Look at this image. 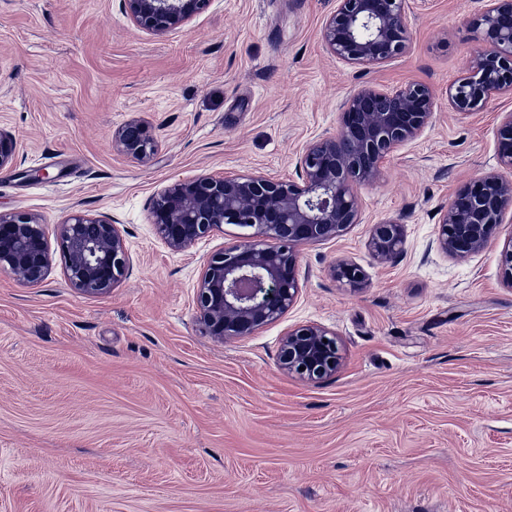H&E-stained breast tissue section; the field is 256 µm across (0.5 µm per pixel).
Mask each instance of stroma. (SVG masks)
<instances>
[{"label":"stroma","instance_id":"1","mask_svg":"<svg viewBox=\"0 0 512 512\" xmlns=\"http://www.w3.org/2000/svg\"><path fill=\"white\" fill-rule=\"evenodd\" d=\"M487 7L406 0L407 48L361 66L322 40L336 0H211L163 36L123 0H0V129L17 141L0 212L108 215L132 256L102 296L70 286L53 237L41 283L0 273V512H512V288L499 247L434 246L454 191L497 169L512 112L510 95L448 104ZM410 83L432 90L431 123L361 187L357 224L301 247L288 313L203 335L197 282L239 229L173 252L153 198L202 173L298 180L354 90ZM132 120L158 142L150 164L113 146ZM390 220L405 243L380 264L368 238ZM339 260L366 288L331 277ZM306 324L336 333L335 375L281 368L284 332Z\"/></svg>","mask_w":512,"mask_h":512}]
</instances>
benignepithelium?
<instances>
[{"mask_svg": "<svg viewBox=\"0 0 512 512\" xmlns=\"http://www.w3.org/2000/svg\"><path fill=\"white\" fill-rule=\"evenodd\" d=\"M129 20L165 35L203 13L210 0H123ZM405 0H337L323 29L326 48L353 65H376L402 53L409 42ZM482 47L466 74L448 90L451 108L471 112L494 95L512 94V0H490L474 21ZM433 116L429 87L411 83L383 90L363 86L347 99L336 133L310 142L301 156V181L283 182L260 172L216 177L201 174L168 185L152 203L151 221L167 247L186 252L198 240L237 226L242 240L224 246L204 264L196 294V317L216 341L250 336L280 320L299 293L300 247L342 237L358 222V189L377 182L383 159L416 139ZM116 149L143 164L158 144L148 129L130 122L113 136ZM16 139L0 130V171L12 168ZM500 170L479 175L454 193L443 212L435 245L445 256L464 260L502 243L505 283L512 287V236L499 241L498 228L512 211V113L498 129ZM47 224L31 213H0V271L36 285L48 275L51 257ZM65 275L77 291L100 296L129 271L131 256L119 222L109 216L68 214L55 225ZM404 244V225L373 226L368 248L380 264L395 259ZM339 282L365 286L362 270L347 262L330 269ZM283 370L307 380L340 368L336 334L319 325L288 330L281 339Z\"/></svg>", "mask_w": 512, "mask_h": 512, "instance_id": "benign-epithelium-1", "label": "benign epithelium"}]
</instances>
